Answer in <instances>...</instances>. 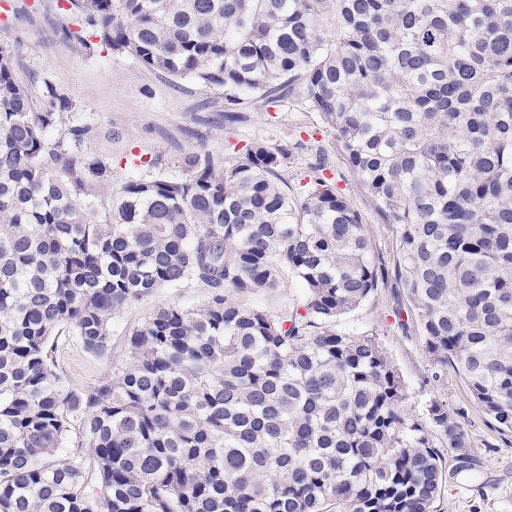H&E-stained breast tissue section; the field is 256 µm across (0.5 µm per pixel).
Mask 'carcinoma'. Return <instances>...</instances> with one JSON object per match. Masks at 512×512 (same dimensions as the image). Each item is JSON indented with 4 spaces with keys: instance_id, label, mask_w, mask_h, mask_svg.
Here are the masks:
<instances>
[{
    "instance_id": "obj_1",
    "label": "carcinoma",
    "mask_w": 512,
    "mask_h": 512,
    "mask_svg": "<svg viewBox=\"0 0 512 512\" xmlns=\"http://www.w3.org/2000/svg\"><path fill=\"white\" fill-rule=\"evenodd\" d=\"M65 35L173 78L316 112L390 232L374 249L303 142L129 179L96 128L0 45V512H436L445 452L474 470L448 400L423 417L373 330L337 329L399 289L439 380L453 368L512 435V0H67ZM280 311L241 300L288 275ZM205 303L125 328L130 358L71 387L54 339L112 351L113 320L163 288Z\"/></svg>"
}]
</instances>
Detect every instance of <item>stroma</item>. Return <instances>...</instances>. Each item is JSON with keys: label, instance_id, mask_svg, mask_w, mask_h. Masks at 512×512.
I'll return each mask as SVG.
<instances>
[{"label": "stroma", "instance_id": "obj_1", "mask_svg": "<svg viewBox=\"0 0 512 512\" xmlns=\"http://www.w3.org/2000/svg\"><path fill=\"white\" fill-rule=\"evenodd\" d=\"M12 7L7 22H0V43L10 47L19 79L46 80L68 96L78 118L92 122L97 135L88 143L91 153L110 158L113 184L127 177L149 178L162 173L180 174L184 160L193 153H209L223 161L234 147L256 140L275 144L304 141L288 181L292 188L306 184L317 154L328 159L326 177L334 178L363 217L374 246L385 249L389 234L379 224L373 206L347 169L317 114L292 109L264 110L245 107L239 122L224 120V93L195 80L176 79L139 66L132 58L102 47L85 51L63 33L65 0H8ZM206 290L190 283L165 288L150 299L126 307L115 322L112 355L96 357L84 350L76 337L55 339V358L62 375L76 388L86 389L112 373V363L129 357L122 335L162 305L191 307L202 303ZM392 289L379 290L374 298L345 316L338 324L345 331L375 330L390 360L408 386L406 405L422 414L436 396L446 398L461 416L478 461L473 476L453 472L437 503L438 512H512V436L499 435L490 418L474 400L462 376L431 380L428 361L415 334L403 333L393 309Z\"/></svg>", "mask_w": 512, "mask_h": 512}]
</instances>
